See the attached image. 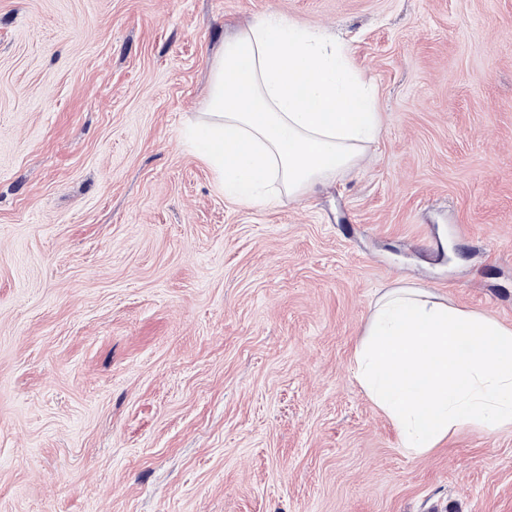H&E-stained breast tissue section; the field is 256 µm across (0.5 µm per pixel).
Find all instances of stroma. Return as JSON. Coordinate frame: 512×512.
Segmentation results:
<instances>
[{
    "label": "stroma",
    "mask_w": 512,
    "mask_h": 512,
    "mask_svg": "<svg viewBox=\"0 0 512 512\" xmlns=\"http://www.w3.org/2000/svg\"><path fill=\"white\" fill-rule=\"evenodd\" d=\"M273 12L381 133L244 206L185 129ZM404 285L512 328V0H0V512H512V430L412 457L355 379Z\"/></svg>",
    "instance_id": "1"
}]
</instances>
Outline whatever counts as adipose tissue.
<instances>
[{
  "label": "adipose tissue",
  "mask_w": 512,
  "mask_h": 512,
  "mask_svg": "<svg viewBox=\"0 0 512 512\" xmlns=\"http://www.w3.org/2000/svg\"><path fill=\"white\" fill-rule=\"evenodd\" d=\"M380 131L373 86L347 44L271 14L225 39L207 118L187 135L225 197L254 206L273 185L299 197L350 169ZM354 376L413 457L471 424L512 427V328L424 287L379 294Z\"/></svg>",
  "instance_id": "adipose-tissue-1"
}]
</instances>
